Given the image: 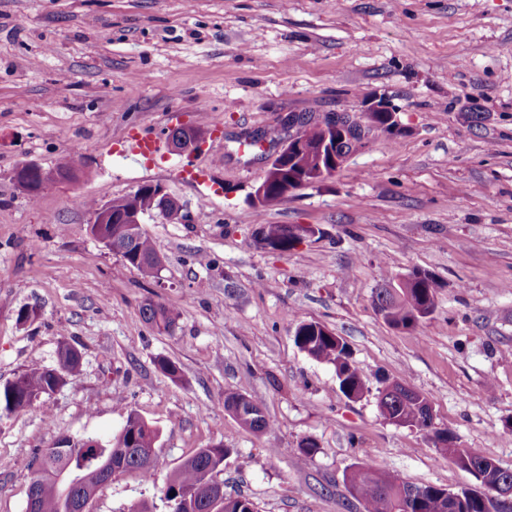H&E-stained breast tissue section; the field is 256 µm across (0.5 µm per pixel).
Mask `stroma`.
<instances>
[{
  "label": "stroma",
  "mask_w": 512,
  "mask_h": 512,
  "mask_svg": "<svg viewBox=\"0 0 512 512\" xmlns=\"http://www.w3.org/2000/svg\"><path fill=\"white\" fill-rule=\"evenodd\" d=\"M377 101L395 134L251 205L266 158L247 134ZM179 124L207 130L201 150L172 151ZM135 131L158 139L154 165L122 153ZM26 163H68L79 178L31 198L12 179ZM147 183L182 206L176 222L142 218L162 259L154 278L89 231L94 205ZM259 224L319 233L280 254L254 244ZM416 270L440 289L405 332L373 293ZM149 301L178 312L173 333L144 321ZM302 321L344 340L364 397L297 347ZM64 341L79 372L26 412L0 411V512H27L46 448L110 440L133 412L161 433L155 480L119 473L90 512H168L157 482L219 443L225 493L256 512H364L345 485L362 463L475 486L424 434L383 420L384 379L426 394L457 447L512 468V0H0V385L57 368ZM228 391L258 400L272 430L240 427ZM306 438L310 457L297 451Z\"/></svg>",
  "instance_id": "obj_1"
}]
</instances>
